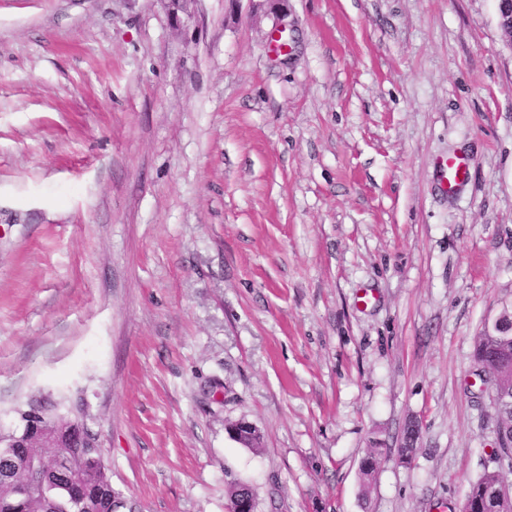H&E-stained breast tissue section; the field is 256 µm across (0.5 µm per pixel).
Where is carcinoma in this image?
Listing matches in <instances>:
<instances>
[{"label": "carcinoma", "instance_id": "cac0c4a2", "mask_svg": "<svg viewBox=\"0 0 512 512\" xmlns=\"http://www.w3.org/2000/svg\"><path fill=\"white\" fill-rule=\"evenodd\" d=\"M473 360L477 366L496 363L503 374L490 385L495 388L499 430L512 438V341H504L494 330L484 328L475 338ZM61 406L53 402L29 403L15 410L21 440L7 458L0 457V512H72L74 502L93 505V512H115L112 480L108 469L97 462V440L75 425L80 448H45L39 440L43 427L59 416ZM39 470L40 486L27 495L17 492L27 483V460ZM504 486L500 469H486L470 485L463 507L468 512H512V501L491 502L490 494Z\"/></svg>", "mask_w": 512, "mask_h": 512}]
</instances>
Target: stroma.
I'll return each mask as SVG.
<instances>
[{
  "label": "stroma",
  "instance_id": "obj_1",
  "mask_svg": "<svg viewBox=\"0 0 512 512\" xmlns=\"http://www.w3.org/2000/svg\"><path fill=\"white\" fill-rule=\"evenodd\" d=\"M505 309L495 0H0V425L82 401L116 512H459Z\"/></svg>",
  "mask_w": 512,
  "mask_h": 512
}]
</instances>
